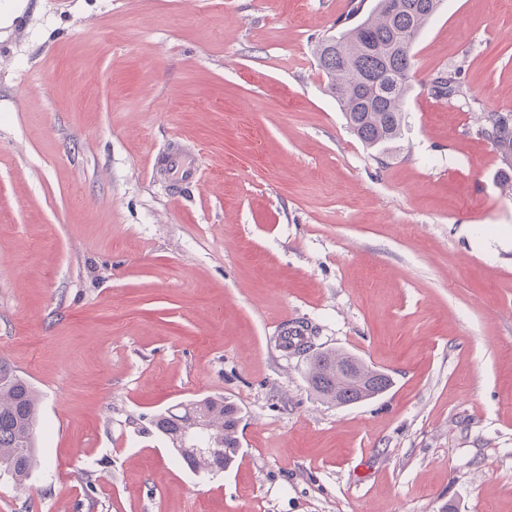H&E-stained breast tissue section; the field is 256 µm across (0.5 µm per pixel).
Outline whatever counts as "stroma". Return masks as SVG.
<instances>
[{
  "mask_svg": "<svg viewBox=\"0 0 512 512\" xmlns=\"http://www.w3.org/2000/svg\"><path fill=\"white\" fill-rule=\"evenodd\" d=\"M350 8L0 0V357L41 397L0 512H512V198L474 134L512 111V0H443L381 160L314 56ZM448 68L466 97L424 91ZM291 321L391 388L317 399ZM207 396L241 409L215 476L152 424ZM195 166V150L179 144L172 145L166 154L156 158L154 162V168L158 167L161 171L182 170L181 180L185 182L193 181Z\"/></svg>",
  "mask_w": 512,
  "mask_h": 512,
  "instance_id": "stroma-1",
  "label": "stroma"
}]
</instances>
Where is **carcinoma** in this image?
<instances>
[{
	"mask_svg": "<svg viewBox=\"0 0 512 512\" xmlns=\"http://www.w3.org/2000/svg\"><path fill=\"white\" fill-rule=\"evenodd\" d=\"M442 0H365L352 3L350 16L358 17L315 48L340 110L353 133L369 149L384 155L403 139L404 103L409 95L411 48ZM459 71L439 70L424 85L434 98L463 95ZM475 133L489 141L501 164L499 186L512 194V112L483 111ZM314 331L304 322L288 324L278 346L308 356L307 382L322 401L346 406L370 400L388 390L384 371L341 351H312L305 337ZM237 405L224 397H204L174 405L157 414L154 426L167 440L180 444L196 434L209 451L178 453L198 473L229 470L239 453ZM39 395L33 385L6 359L0 358V471L18 485L25 484L39 463L37 431Z\"/></svg>",
	"mask_w": 512,
	"mask_h": 512,
	"instance_id": "obj_1",
	"label": "carcinoma"
}]
</instances>
